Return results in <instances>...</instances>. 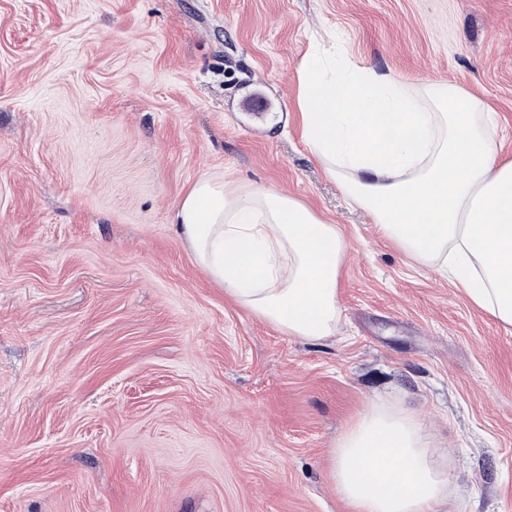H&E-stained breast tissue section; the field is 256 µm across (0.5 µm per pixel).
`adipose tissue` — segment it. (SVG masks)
Instances as JSON below:
<instances>
[{"mask_svg": "<svg viewBox=\"0 0 512 512\" xmlns=\"http://www.w3.org/2000/svg\"><path fill=\"white\" fill-rule=\"evenodd\" d=\"M456 97L458 111L445 108ZM305 144L381 234L512 328V161L491 138L494 112L456 88L415 91L355 63L306 54L299 69ZM169 220L234 302L283 333L335 335L346 250L335 225L272 190L199 178ZM333 479L353 512H447L448 459L411 415L374 404L339 437Z\"/></svg>", "mask_w": 512, "mask_h": 512, "instance_id": "1", "label": "adipose tissue"}]
</instances>
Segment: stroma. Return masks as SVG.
<instances>
[{"mask_svg": "<svg viewBox=\"0 0 512 512\" xmlns=\"http://www.w3.org/2000/svg\"><path fill=\"white\" fill-rule=\"evenodd\" d=\"M337 45L477 98L512 160V0H0V512H350L332 450L381 402L440 443L448 512H512V329L300 136V62ZM209 175L337 226L334 336L195 264L169 215Z\"/></svg>", "mask_w": 512, "mask_h": 512, "instance_id": "obj_1", "label": "stroma"}]
</instances>
